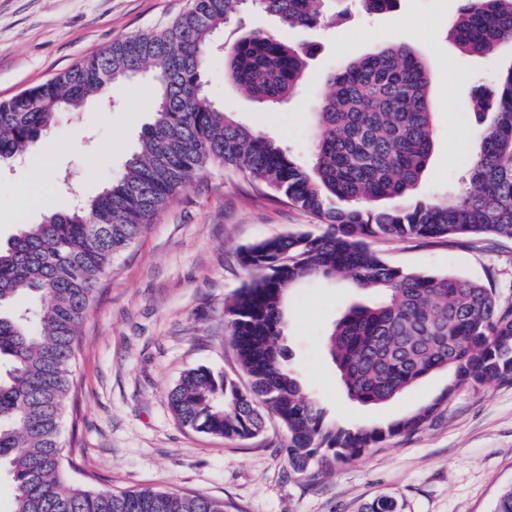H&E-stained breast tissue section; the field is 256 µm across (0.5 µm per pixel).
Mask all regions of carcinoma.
Instances as JSON below:
<instances>
[{
	"mask_svg": "<svg viewBox=\"0 0 512 512\" xmlns=\"http://www.w3.org/2000/svg\"><path fill=\"white\" fill-rule=\"evenodd\" d=\"M329 0H190L167 26L120 39L56 77L0 101V160L38 146L56 115L90 98L110 105L112 83L151 70L158 90L151 123L123 172L95 195L26 224L0 246V310L20 293L29 307L0 313V471L11 477V512H225L200 493L141 488L120 493L72 483L60 427L74 392L81 324L115 258L211 164L240 171L270 197L311 214L321 234L264 239L238 253L248 280L224 303V329L250 385L206 367L187 370L169 393L175 419L197 432L248 440L271 412L287 433L293 474L317 477L389 438L411 433L433 403L385 428L330 430L325 411L288 366L290 292L313 279L350 280L375 295L334 322L327 348L350 399L390 401L425 376L453 373L448 390L512 380V301L452 274L407 271L369 246L375 239L490 235L512 239V66L472 87L480 133L462 186L430 198L419 188L436 135L431 70L412 47L384 44L342 61L314 113L304 163L265 133L227 116L206 89L214 33L247 6L282 24L341 22ZM449 36L488 55L512 40V0H458ZM397 0H359L372 14ZM309 52L251 30L224 55L225 79L275 110L301 86ZM359 512H402L379 497Z\"/></svg>",
	"mask_w": 512,
	"mask_h": 512,
	"instance_id": "obj_1",
	"label": "carcinoma"
}]
</instances>
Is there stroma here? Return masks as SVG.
Returning a JSON list of instances; mask_svg holds the SVG:
<instances>
[{"label":"stroma","mask_w":512,"mask_h":512,"mask_svg":"<svg viewBox=\"0 0 512 512\" xmlns=\"http://www.w3.org/2000/svg\"><path fill=\"white\" fill-rule=\"evenodd\" d=\"M190 0H0V100L43 83L127 35L164 26ZM458 0H398L395 10L365 14L350 0L349 22L288 28L259 11L217 32L207 90L225 113L270 134L295 155L305 153L313 114L335 63L385 43L406 44L429 64L437 135L423 188L457 187L470 160L475 123L469 114L474 80L491 81L512 66V41L493 55L461 52L448 37ZM261 28L290 44L310 46L302 90L278 111L224 79V49L242 31ZM150 74L114 85V108L88 103L60 113L42 144L0 164V241L46 213L39 197L18 212L17 191L48 179L52 206L90 196L120 172L151 122L140 91ZM310 214L260 198L241 172L207 167L160 213L103 277L82 327L74 400L65 406L61 443L72 475L95 490L143 487L200 492L223 500L226 512H357L388 495L404 512H493L512 486V381L451 387L452 375L430 374L391 401L363 405L348 398L324 348L343 311L371 293L349 280L306 283L287 304L290 368L326 409L329 427L384 426L438 403L420 429L384 447L336 464L312 480L289 474L286 432L267 417L261 435L228 439L180 425L168 394L184 371L206 367L247 384L224 333V302L246 279L237 253L254 242L296 232H321ZM371 246L407 271L453 273L512 299V240H375Z\"/></svg>","instance_id":"1"}]
</instances>
